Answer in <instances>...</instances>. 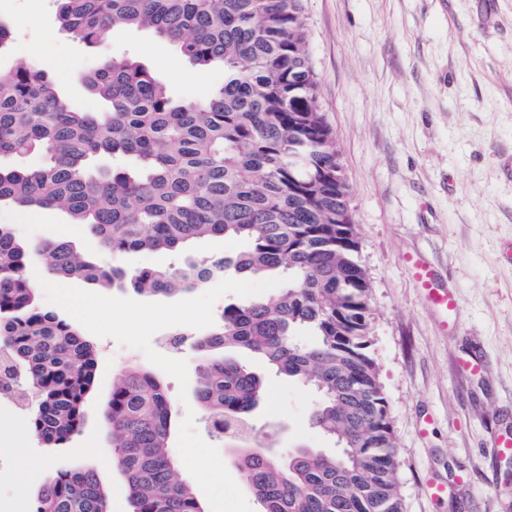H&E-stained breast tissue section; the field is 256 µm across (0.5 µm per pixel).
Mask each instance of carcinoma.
Listing matches in <instances>:
<instances>
[{"label": "carcinoma", "instance_id": "1", "mask_svg": "<svg viewBox=\"0 0 512 512\" xmlns=\"http://www.w3.org/2000/svg\"><path fill=\"white\" fill-rule=\"evenodd\" d=\"M61 31L85 44L146 29L224 84L193 101L139 60L105 57L83 77L104 104L71 103L35 66L0 73V206L57 208L114 256L183 254L200 237L234 239L229 256L169 269L105 267L69 240L27 243L0 225V394L22 402L31 432L60 446L81 432L95 358L71 322L44 309L27 274L148 296L207 281L282 278L266 296L224 306L200 337L196 399L221 439L253 425L262 376L226 356L247 351L269 374L307 386L310 424L334 447L281 456L234 439V463L262 512H405L388 399L372 355L370 285L335 135L320 109L303 0H52ZM38 152L36 167L19 159ZM131 512H205L177 477L175 425L161 381L130 366L104 412ZM90 469L56 471L30 512H111Z\"/></svg>", "mask_w": 512, "mask_h": 512}]
</instances>
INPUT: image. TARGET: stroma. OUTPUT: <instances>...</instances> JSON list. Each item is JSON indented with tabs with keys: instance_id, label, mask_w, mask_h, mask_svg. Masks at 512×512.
I'll use <instances>...</instances> for the list:
<instances>
[{
	"instance_id": "35a3bbf8",
	"label": "stroma",
	"mask_w": 512,
	"mask_h": 512,
	"mask_svg": "<svg viewBox=\"0 0 512 512\" xmlns=\"http://www.w3.org/2000/svg\"><path fill=\"white\" fill-rule=\"evenodd\" d=\"M320 103L333 129L371 285L374 357L402 460L406 512H512V0H303ZM12 32L0 70L36 65L73 103L98 110L82 77L113 53L138 57L176 94L204 98L223 84L214 67L196 79L175 46L130 29L87 46L60 32L51 0H13L0 15ZM0 224L30 241L66 238L104 265L166 269L163 252L113 259L57 209H0ZM433 287L457 301L447 312L428 298L414 261ZM431 286V287H432ZM96 359L81 432L49 448L25 416L0 402V512H29L59 469H98L112 489L111 512H130L124 478L104 422L121 365L150 368L143 352L85 333ZM159 378L177 418L218 447L232 478L234 449L222 446L195 396ZM312 395L286 377L270 379L253 414L275 449L327 447L309 426ZM444 485L431 498L427 484Z\"/></svg>"
}]
</instances>
